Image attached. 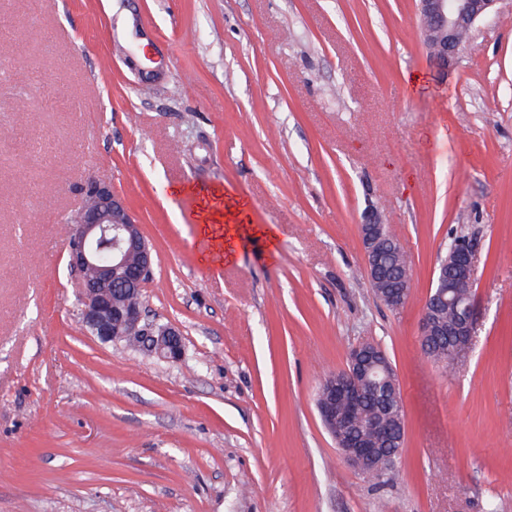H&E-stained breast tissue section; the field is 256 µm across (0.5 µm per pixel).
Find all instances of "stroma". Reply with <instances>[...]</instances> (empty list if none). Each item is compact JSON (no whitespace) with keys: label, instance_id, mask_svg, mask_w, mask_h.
Masks as SVG:
<instances>
[{"label":"stroma","instance_id":"1","mask_svg":"<svg viewBox=\"0 0 512 512\" xmlns=\"http://www.w3.org/2000/svg\"><path fill=\"white\" fill-rule=\"evenodd\" d=\"M0 64V512H512V0L445 71L417 0H0ZM92 179L152 248L145 321L179 362L81 325L64 227ZM230 199L274 253L225 258ZM374 212L412 269L397 309ZM467 233L472 351L446 370L419 321ZM365 340L407 416L384 482L316 405ZM360 227L368 279L373 283L379 284L380 286H378V288H386L381 284L391 273L384 265L381 256L383 260L393 266L402 265L405 259H408L407 251L396 237L391 236L386 238L388 235H392L388 224L370 220L361 224ZM377 245L381 256L376 250ZM393 278L396 279L398 283H401L402 288L399 289L398 293L388 295L386 297L388 302H401L404 300L405 295L406 301L410 292L412 279V270L408 262L400 266L398 270L394 272Z\"/></svg>","mask_w":512,"mask_h":512}]
</instances>
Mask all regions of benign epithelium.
Returning a JSON list of instances; mask_svg holds the SVG:
<instances>
[{"instance_id":"obj_1","label":"benign epithelium","mask_w":512,"mask_h":512,"mask_svg":"<svg viewBox=\"0 0 512 512\" xmlns=\"http://www.w3.org/2000/svg\"><path fill=\"white\" fill-rule=\"evenodd\" d=\"M497 0H418L419 27L423 45L432 61L443 69L456 60L462 42L475 23L487 15ZM81 208L70 218L76 237L69 247L71 270L89 278L81 279V324L104 342L137 335L142 346L155 357L177 362L183 356L181 334L171 327L142 324V302L125 304L113 290L133 283L145 284L153 265V253L125 200L112 185L90 182L83 188ZM391 234L389 225L370 220L361 225L366 274L382 284L389 276L401 283L391 303L409 295L412 270L404 264L391 273L376 247ZM448 263L439 265L425 303L419 326L424 352L431 342L448 337V357L455 363L467 358L473 332V271L478 249L473 244L448 247ZM453 311L445 323L438 314ZM384 386L386 410L370 418L365 433L359 434L364 386ZM321 418L346 462L362 473L369 467L391 466L398 455L389 451L402 445L405 408L400 390L393 381L389 362L382 349L371 341L353 348L345 370L325 380L317 399Z\"/></svg>"}]
</instances>
